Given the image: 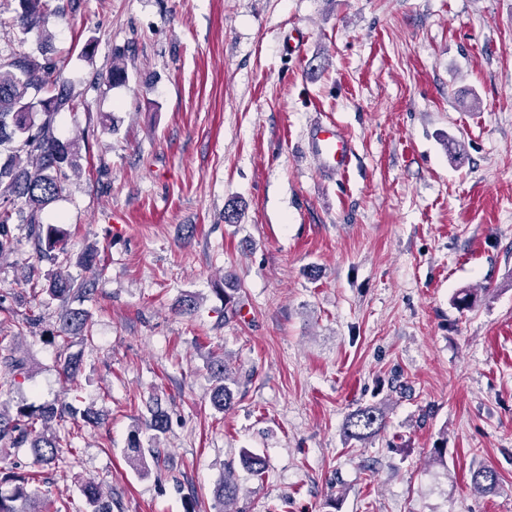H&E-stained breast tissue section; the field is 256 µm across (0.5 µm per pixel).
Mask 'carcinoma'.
<instances>
[{
	"label": "carcinoma",
	"instance_id": "1",
	"mask_svg": "<svg viewBox=\"0 0 512 512\" xmlns=\"http://www.w3.org/2000/svg\"><path fill=\"white\" fill-rule=\"evenodd\" d=\"M52 0H18L20 12L12 24L28 33L38 31L44 39L48 17L56 10ZM128 79V62L125 52L116 50L112 67L105 77L110 86H119ZM73 97L62 77V68L51 48L41 56L13 55L0 58V146L10 144L7 160L0 163V260L14 251L12 224L17 198L27 207L25 224L36 243L39 259L56 262L55 250L63 244L61 229L55 224L42 223V211L58 200L65 190L70 174L80 169L79 146L73 140L62 141L54 134V115L72 107ZM41 291L51 300L63 303L59 317V330L53 333L58 340L57 362L63 375L68 377L77 370L78 355L69 352L66 333L87 328L86 316L64 306L72 295L87 293L85 284L78 283L69 274L57 270L45 274ZM210 372L215 388L211 394L212 406L223 411L234 404L232 386L237 380L219 357L211 361ZM89 415L70 404L59 410L55 406H17L12 413L4 410L0 402V454L11 448L27 446L40 467L59 463L64 448H74L69 436H60L56 426L77 414ZM150 427L155 431V441H160L169 429L168 417L161 411L152 414ZM384 427L383 414L375 406L359 407L346 418L344 433L350 439L368 440L378 435ZM162 449L141 447L139 440L128 444L127 460L142 477L149 474L148 459L161 458ZM10 483L8 492L0 491V512H58L55 501L46 491L35 493L29 489L30 479L0 471V484ZM471 487L476 493H485L499 483L495 470L478 467L471 471ZM241 492L232 468L224 470L215 487L222 512H239L234 505ZM86 512H112V502L105 500L104 492L94 483L82 488Z\"/></svg>",
	"mask_w": 512,
	"mask_h": 512
}]
</instances>
